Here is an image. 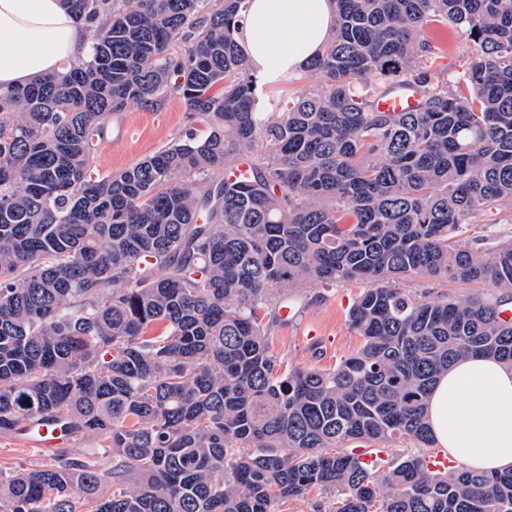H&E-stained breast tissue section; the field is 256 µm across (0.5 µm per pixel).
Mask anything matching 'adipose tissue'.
<instances>
[{
    "instance_id": "1",
    "label": "adipose tissue",
    "mask_w": 512,
    "mask_h": 512,
    "mask_svg": "<svg viewBox=\"0 0 512 512\" xmlns=\"http://www.w3.org/2000/svg\"><path fill=\"white\" fill-rule=\"evenodd\" d=\"M333 0H244L236 38L256 77L296 74L322 51ZM90 30L63 0H0V87L30 83L87 58ZM426 419L438 447L463 468H512V368L482 356L458 360L435 384Z\"/></svg>"
}]
</instances>
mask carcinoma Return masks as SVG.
<instances>
[{"mask_svg": "<svg viewBox=\"0 0 512 512\" xmlns=\"http://www.w3.org/2000/svg\"><path fill=\"white\" fill-rule=\"evenodd\" d=\"M64 2L97 26L90 55L0 89V435L95 436L112 467L0 471V512H275L314 490L332 512H512V470H428L424 415L457 359L512 367V239L456 238L512 215V0H336L314 89L272 122L242 0ZM448 28L452 88L429 35ZM399 87L416 106L379 109ZM173 93L189 128L97 174L107 121ZM247 154L246 180L223 177ZM417 276L500 295L424 301L399 287ZM354 283L360 349L283 371L269 309ZM404 437L422 452L370 468L342 447ZM433 37L442 44L444 50L436 60V68L445 78H448V84H453L462 71L461 56L464 40L450 28L448 31L437 32Z\"/></svg>", "mask_w": 512, "mask_h": 512, "instance_id": "1", "label": "carcinoma"}]
</instances>
